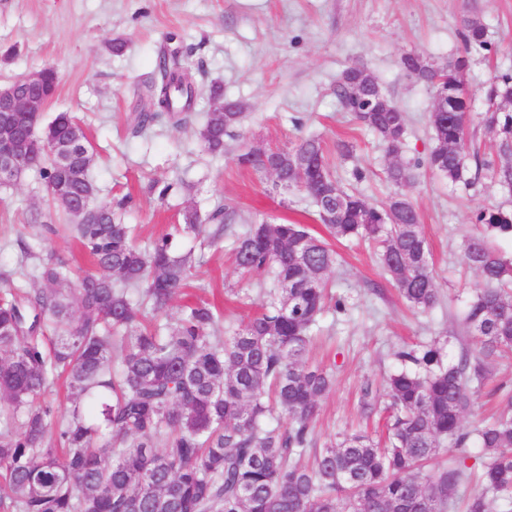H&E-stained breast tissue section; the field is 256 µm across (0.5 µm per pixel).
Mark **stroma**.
I'll list each match as a JSON object with an SVG mask.
<instances>
[{
  "label": "stroma",
  "instance_id": "35a3bbf8",
  "mask_svg": "<svg viewBox=\"0 0 512 512\" xmlns=\"http://www.w3.org/2000/svg\"><path fill=\"white\" fill-rule=\"evenodd\" d=\"M472 15L483 21L498 53H465L462 21ZM173 34L202 91L197 111L208 109L214 84L241 105L243 121L225 138L223 153L204 151L193 125H158L142 137L130 132L142 107L138 89ZM116 41L124 42L122 52H113ZM409 52L435 65L468 57L469 136L482 155L496 154L498 141L481 115L489 107L485 91L491 78L512 71V0H0V87L49 65L57 69L59 87L41 120L60 112L82 120L97 155L92 176L98 200L132 196L135 206L125 221L135 225L143 247L182 224L190 207L205 214L229 205L243 224L261 216L324 234L302 192L275 188L272 179L236 164V155L251 146L288 148L303 137L322 138L342 185L371 202L384 200L389 188L383 171L390 158L342 110L336 80L351 63L368 68L407 114L401 161L424 159L433 145L427 118L433 92L403 73L400 59ZM340 141L353 144L350 158L338 155ZM356 168L364 170L363 180L354 179ZM169 182L175 190L160 196L159 186ZM409 193L420 213L440 302L428 313L413 312L389 283L372 246L360 240L339 246L342 259L331 278L346 310L321 319L309 352L311 362L332 367L335 378L314 422L313 449L362 425L371 433L381 430L382 411L363 419L361 391L371 386L376 403H383L384 380L398 366V350L435 342L443 356L452 357L472 343L460 317L482 282L461 261L464 245L477 231L475 211L487 205L510 209L512 194L483 172L467 188L426 168L417 170ZM49 203L45 186L30 175L0 187V290L17 280L21 238L39 256L91 270L69 234L35 238L31 215ZM232 249L228 234L205 250L186 293L155 316V323L174 321L186 301L197 299L223 307L225 329L245 322L274 283L268 274L241 276Z\"/></svg>",
  "mask_w": 512,
  "mask_h": 512
}]
</instances>
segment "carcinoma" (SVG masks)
Listing matches in <instances>:
<instances>
[{"label": "carcinoma", "instance_id": "obj_1", "mask_svg": "<svg viewBox=\"0 0 512 512\" xmlns=\"http://www.w3.org/2000/svg\"><path fill=\"white\" fill-rule=\"evenodd\" d=\"M463 43L467 54L492 50L478 18L465 19ZM400 65L407 77L434 90L438 108L428 113L433 148L415 166L467 185L473 157L512 192L511 112L490 109L484 116L499 138V153L510 158L497 162L469 151L466 58L437 67L435 78L416 53L404 54ZM184 71L179 51L163 53L134 134L143 136L156 124H192L201 90L175 86ZM358 73L357 64L342 71L336 96L393 158L386 201L375 205L342 187L317 137L269 147L268 156L288 154L294 167L282 180L303 187L317 219L326 206L340 207V219L325 225L329 235L378 245L379 261L401 299L428 312L439 303V292L420 214L404 191L414 181L412 166L399 160L406 112L388 95V111H368L369 102L355 88ZM487 97L512 102V74L495 76ZM241 119L240 112H206L198 129L202 148L224 152V136ZM31 124L37 137L71 135L81 144L67 161L41 157L29 169L59 188L53 202L62 209L37 211L31 222L44 237L71 231L95 270L65 288L66 264L41 258L31 272L38 287L0 292L3 512H451L470 482L472 444L481 448L484 462L466 512H491L496 501L512 504V392L503 394L492 419L472 431L463 424L491 378L494 358L512 350V262L487 244L489 236H512V209L479 208L474 223L482 233L465 243L462 260L483 282L463 319L475 348L448 362L433 345L397 352L401 363L424 372L403 368L387 378L386 441L376 443L360 431L345 434L303 464L313 443L311 422L334 386L329 370L308 361L311 335L327 310L345 309L342 299L329 298L328 274L336 264L330 243L302 224L254 219L235 235L233 253L244 275L272 272L277 292L266 307L225 336L222 315L198 302L184 306L162 333L143 324V310H166L203 254L177 252L169 234L142 249L123 219L131 198L96 202L98 186L90 175L96 153L76 116L60 112L44 126L34 118ZM237 163L267 176L249 149ZM74 204L86 211L76 215ZM236 216L229 206L204 217L187 209L180 231L204 234L216 245ZM61 377L71 406L59 419L44 395ZM275 409L286 425L269 421ZM447 440L456 454L433 465Z\"/></svg>", "mask_w": 512, "mask_h": 512}]
</instances>
